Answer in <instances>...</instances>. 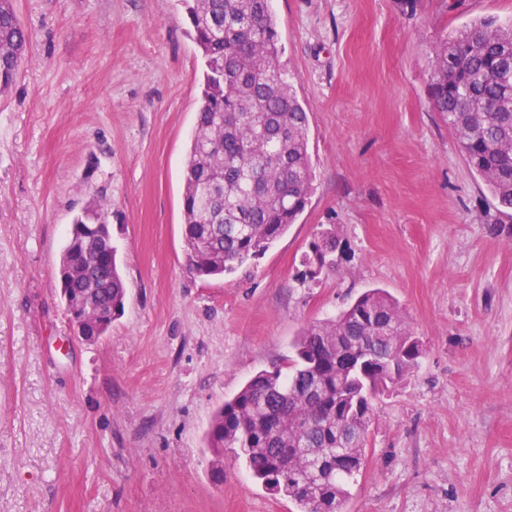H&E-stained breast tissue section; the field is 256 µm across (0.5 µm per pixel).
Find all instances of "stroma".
Wrapping results in <instances>:
<instances>
[{
	"label": "stroma",
	"instance_id": "obj_1",
	"mask_svg": "<svg viewBox=\"0 0 512 512\" xmlns=\"http://www.w3.org/2000/svg\"><path fill=\"white\" fill-rule=\"evenodd\" d=\"M309 112L313 190L233 273L197 277L183 171L203 60L183 0H15L0 93V512H297L204 435L302 328L370 288L423 345L376 402L344 512H512V215L430 101V45L512 0H272ZM105 200L127 287L109 334L60 300L74 216ZM324 230L338 267L302 280ZM28 41L13 0H0V93L10 87L22 68Z\"/></svg>",
	"mask_w": 512,
	"mask_h": 512
}]
</instances>
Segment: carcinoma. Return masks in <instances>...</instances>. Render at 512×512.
Segmentation results:
<instances>
[{
	"instance_id": "carcinoma-1",
	"label": "carcinoma",
	"mask_w": 512,
	"mask_h": 512,
	"mask_svg": "<svg viewBox=\"0 0 512 512\" xmlns=\"http://www.w3.org/2000/svg\"><path fill=\"white\" fill-rule=\"evenodd\" d=\"M191 36L204 61V87L186 159L184 242L191 269L222 277L264 254L304 211L313 190L308 113L281 64L271 0H190ZM28 32L13 0H0V93L22 68ZM431 99L488 191L512 209V19L473 18L431 47ZM108 204L73 223H107ZM336 235L322 231L302 258L304 275L336 266ZM93 259L101 275L72 288L94 304L89 334L111 328L99 309L124 310L117 250L92 235L67 239L61 260ZM420 344L393 297L360 295L335 318L300 332L285 366L257 372L214 413L206 445L221 463L242 460L262 487L298 512H336L366 462L374 402L418 364ZM298 448L322 453L318 469Z\"/></svg>"
}]
</instances>
